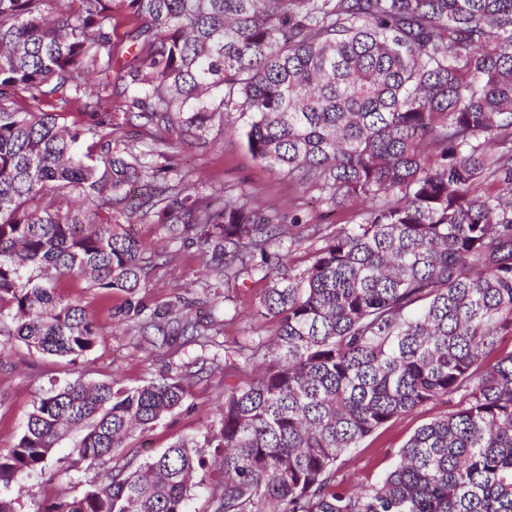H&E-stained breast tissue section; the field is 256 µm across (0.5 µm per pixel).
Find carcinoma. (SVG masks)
I'll return each instance as SVG.
<instances>
[{
  "mask_svg": "<svg viewBox=\"0 0 512 512\" xmlns=\"http://www.w3.org/2000/svg\"><path fill=\"white\" fill-rule=\"evenodd\" d=\"M122 3L123 64L114 0H0V337L85 356L97 328L56 285L147 287L152 259L125 225L151 218L210 256L205 287L266 282L273 355L225 386L203 438L116 464L44 512H190L199 489L209 512H512V0ZM90 73L106 94L86 96ZM114 77L129 141L114 136ZM232 115L253 157L327 210L362 204L303 269L280 250L320 225L190 184L167 151ZM140 132L150 149L130 144ZM125 314L154 351L216 335L188 314ZM262 350L227 349L224 366ZM193 367L133 388L79 374L39 397L0 454V512L72 428L70 469L112 461L184 404ZM442 400L456 404L379 480L346 478L348 450Z\"/></svg>",
  "mask_w": 512,
  "mask_h": 512,
  "instance_id": "1",
  "label": "carcinoma"
}]
</instances>
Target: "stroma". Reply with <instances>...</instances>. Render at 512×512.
<instances>
[{
	"mask_svg": "<svg viewBox=\"0 0 512 512\" xmlns=\"http://www.w3.org/2000/svg\"><path fill=\"white\" fill-rule=\"evenodd\" d=\"M170 152L179 168L190 172L199 183L246 188L255 193L260 205L283 215L294 205L312 217L320 215L314 205L316 191L299 188L280 169L254 159L235 119L227 120L211 148L176 144ZM132 230L145 256L155 261L148 286L140 295L148 311L169 316L170 305L176 301L190 315L214 316L219 331L216 345L204 346L180 336L168 352L151 353L148 344L134 335L123 316L125 294L102 293L77 278L62 281L58 286L60 293L79 301L96 323L98 342L74 365L30 354L18 343L0 357L1 453H8L16 444L35 400L77 372L92 381L113 379L136 387L179 372L183 364L203 363V372L187 381L189 397L184 406L153 428L135 430L128 438L126 451L138 462L158 455L179 439L205 432L220 417L225 384L254 375L256 367L252 364L225 368L223 355L225 346L248 347L268 339L271 324L254 316L264 282L254 279L237 288L210 290L203 284L206 258L196 245L169 241L161 225L151 221L135 223ZM447 411V404L437 402L393 419L346 454L345 473L364 483L378 480L390 468L395 451L414 431ZM79 438V433H70L55 449L45 474L24 479L27 493L20 499L19 512H42L56 499L79 495L88 484L98 480L102 468L80 472L68 468L67 457Z\"/></svg>",
	"mask_w": 512,
	"mask_h": 512,
	"instance_id": "1",
	"label": "stroma"
}]
</instances>
